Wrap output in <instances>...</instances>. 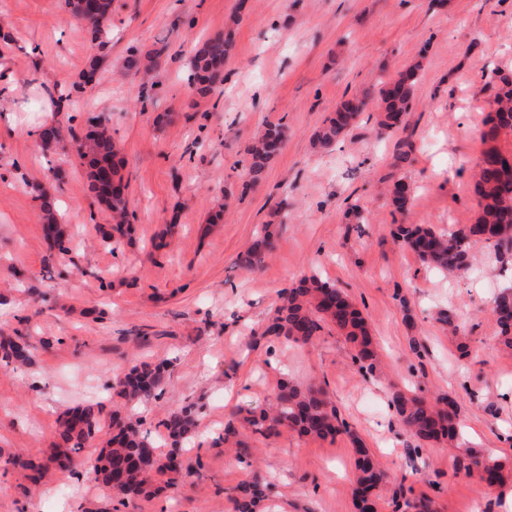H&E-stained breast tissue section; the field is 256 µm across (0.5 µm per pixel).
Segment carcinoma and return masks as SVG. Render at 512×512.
<instances>
[{
    "instance_id": "1",
    "label": "carcinoma",
    "mask_w": 512,
    "mask_h": 512,
    "mask_svg": "<svg viewBox=\"0 0 512 512\" xmlns=\"http://www.w3.org/2000/svg\"><path fill=\"white\" fill-rule=\"evenodd\" d=\"M70 10L91 24L92 40L105 44L111 35L112 0H96L91 15H86L84 0H67ZM230 34H218L196 44L190 62L189 85L199 94H207L224 84V63L230 54ZM420 63L407 65L399 76L378 91L380 130L394 133L409 112ZM371 99L364 93L345 101L314 133L313 143L329 148L349 135L359 113ZM481 140L489 147L478 159L476 172V213L472 224H461L439 232L427 224H400L393 235L412 249L425 264L463 276L471 265L472 249L477 245L493 248L499 255L512 256V149H502L499 143L512 141V74L499 76V85L490 102ZM286 140L282 125L268 126L247 148L248 176L259 181ZM81 156L92 157L87 173L89 187L112 212V226L102 237L109 246H117L130 223L127 184L115 161L117 150L104 124L90 131L77 148ZM392 205L407 210L413 198L412 189L402 180L394 182L389 192ZM276 232L264 228L240 262L248 269L264 263L274 246ZM281 305L267 322L263 335L286 342L307 344L329 326L336 329L351 344L352 363L363 376L380 377L381 359L374 347L370 330L362 313L352 300L335 285L315 275L304 276L280 293ZM495 337L501 349L512 352V289L500 292L493 302ZM0 360L27 364L31 361L29 345L10 341L0 345ZM165 367L134 361L117 378L115 394L136 405L150 401L160 388ZM391 407L404 431L424 445L446 443L457 449V462L468 475L493 486L501 482L503 464L490 455L475 452L462 441L457 422L456 401L446 394L424 397L414 390L392 392ZM268 433L288 429L301 436L326 438L349 432L338 417L324 387L316 383L300 385L282 381L277 385L275 405L269 412L258 414L248 410H233L224 422V441L238 436L244 425ZM102 408L97 403H85L63 411L58 420L55 446L61 449L58 466L69 471L82 464V452L94 447V441L104 428ZM166 435L158 443L142 430V420L132 415L111 418L112 436L101 448L96 475L101 483L122 499L149 497L152 483L158 477L177 475L182 469L183 448L193 437L195 419L192 409L180 407L167 413L163 420ZM357 469L353 497L357 512H382L378 488L386 478L377 460L364 442L351 435ZM269 491L268 484L258 475L240 488L234 499V512H261ZM402 512H437L435 502L420 496L406 499Z\"/></svg>"
}]
</instances>
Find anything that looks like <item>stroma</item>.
<instances>
[{
	"label": "stroma",
	"mask_w": 512,
	"mask_h": 512,
	"mask_svg": "<svg viewBox=\"0 0 512 512\" xmlns=\"http://www.w3.org/2000/svg\"><path fill=\"white\" fill-rule=\"evenodd\" d=\"M111 27L95 50L65 0L0 9V109L10 116L0 124V337L32 354L21 368L0 362V512H233L257 473L270 483L266 512H356L354 434L386 472L384 498L425 493L439 512H512V354L498 349L491 317L512 262L478 249L461 281L392 235L399 224L474 222L488 76L512 73V0H112ZM227 30L224 84L199 95L187 80L195 45ZM151 50L162 56L150 74L117 72L125 56ZM412 60L422 69L404 130L378 139L368 109L345 139L313 148L342 101ZM68 91L91 111L56 109L51 96ZM91 113L109 128L128 185L132 232L113 250L101 244L110 213L75 151ZM46 123L61 130L50 151L35 136ZM267 123L287 137L254 184L246 149ZM399 178L414 191L404 212L379 194ZM33 183L56 201L65 257L49 249ZM354 204L362 220L348 216ZM266 224L279 228L274 248L247 271L237 257ZM313 273L363 312L383 378L362 377L335 329L309 344L263 336L278 290ZM442 311L465 331L466 349ZM134 360L167 366L144 430L164 434L167 412L189 404L197 428L175 485L124 504L85 468L63 474L49 458L65 407L94 399L104 416L128 412L111 386ZM283 378L322 384L349 433L245 430L241 449L225 444L226 414L268 408ZM406 387L455 399L471 446L503 463L500 484L465 476L448 448L410 450L389 407ZM25 460L44 463L38 481Z\"/></svg>",
	"instance_id": "1"
}]
</instances>
